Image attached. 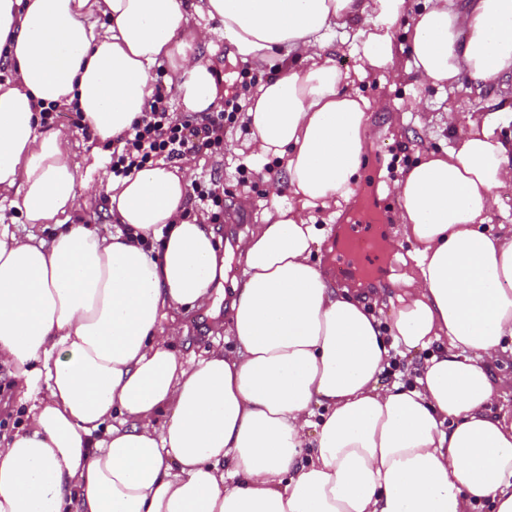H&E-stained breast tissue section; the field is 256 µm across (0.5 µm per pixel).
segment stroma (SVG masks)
Instances as JSON below:
<instances>
[{"mask_svg":"<svg viewBox=\"0 0 512 512\" xmlns=\"http://www.w3.org/2000/svg\"><path fill=\"white\" fill-rule=\"evenodd\" d=\"M201 54L213 62L219 77L220 93L224 96L240 91V71L249 70L251 77L260 81L281 67L277 61L244 66L233 59L231 46L218 38L211 46L202 48ZM358 87L365 96L383 97L384 105L369 114V136L355 193L349 200L339 201L330 209L312 210L311 215L327 231L339 224L372 220L382 224L381 238L393 239L394 246L387 252L388 263L348 286L349 295L372 306L375 316L385 323L392 312L391 302L397 295L396 282L410 269L408 254L412 246L402 234L399 213L385 211L387 204L397 203V196L390 191L377 194V185L382 183L390 187L424 156L448 147L453 136L444 124L446 110H454L463 118L512 107V78L482 90L476 89L466 79L462 80L460 87L439 89L421 85L416 73L409 72L395 88L390 89L380 86L377 75L370 73ZM246 133L244 123L235 122L224 130L226 148L223 154H189L176 162L177 173L186 182L212 178L223 187V214L227 221L216 225L215 233L225 249L236 247L240 235L263 223L270 206V191H277L281 202L290 199L281 166H274L269 174L247 168L245 156L240 152ZM70 221L94 225L97 232L105 237L116 230L109 200L102 192L80 195L70 213ZM232 298L229 283L217 295L211 308L169 309V316L187 329L184 337L174 341V350L187 359L203 354L215 343L223 342L231 323Z\"/></svg>","mask_w":512,"mask_h":512,"instance_id":"35a3bbf8","label":"stroma"}]
</instances>
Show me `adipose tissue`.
Masks as SVG:
<instances>
[{
  "mask_svg": "<svg viewBox=\"0 0 512 512\" xmlns=\"http://www.w3.org/2000/svg\"><path fill=\"white\" fill-rule=\"evenodd\" d=\"M407 2L0 0V202L60 228L21 237L0 213V363L30 404L0 442V512H512V409L489 369L512 357V225L487 229L512 180V113L447 112L454 144L397 182L414 273L388 333L311 261L322 235L303 213L353 194L374 106L331 39L398 77ZM406 32L427 85L512 77V0H423ZM214 33L241 62L284 64L243 120L249 161L282 166L294 202L272 199L238 241L233 350L185 361L166 311L207 305L224 279L187 182L162 160L101 172L115 233L66 223L89 183L41 112L77 108L113 143L162 59L183 111H210ZM393 346L431 354L387 386ZM341 40V33H336V36L333 37V46L335 50L331 56L334 64L342 72H351L355 68L360 69L363 66L362 63L350 54L348 45L342 44Z\"/></svg>",
  "mask_w": 512,
  "mask_h": 512,
  "instance_id": "1",
  "label": "adipose tissue"
}]
</instances>
